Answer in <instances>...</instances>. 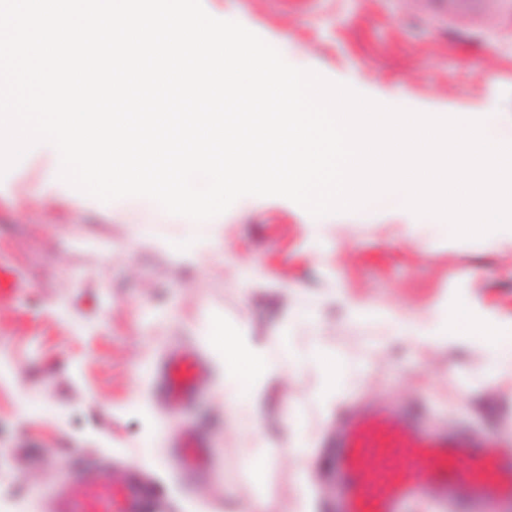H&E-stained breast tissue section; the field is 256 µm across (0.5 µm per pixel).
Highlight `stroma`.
Returning <instances> with one entry per match:
<instances>
[{
    "mask_svg": "<svg viewBox=\"0 0 512 512\" xmlns=\"http://www.w3.org/2000/svg\"><path fill=\"white\" fill-rule=\"evenodd\" d=\"M281 53L349 78L386 98L450 112L495 110L512 119V0H217ZM38 155L0 183V270L17 282L0 300V512H58L64 485L91 469L153 489L150 512H245L265 497L280 512H335L327 446L345 412L375 404L422 409L433 431L457 427L512 440V375L484 380L475 344L389 339L387 325L347 322L348 305L433 315L473 301L512 333V239H456L412 228L394 211L322 217L284 198L229 208L221 224L109 211L81 217L75 202L43 194ZM146 224L149 235L136 232ZM196 234L188 266L164 241ZM319 306V326L284 327L285 307ZM275 348L320 340L362 362L331 409L315 400L313 370L282 371L264 390L265 433L226 412L224 377L204 332L213 322ZM190 347L206 362L191 407L153 397L156 369ZM303 426L317 456L294 455ZM206 445L208 467L172 463L185 430ZM265 459L262 472L246 462Z\"/></svg>",
    "mask_w": 512,
    "mask_h": 512,
    "instance_id": "stroma-1",
    "label": "stroma"
}]
</instances>
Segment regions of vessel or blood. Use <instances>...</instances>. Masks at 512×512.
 Returning <instances> with one entry per match:
<instances>
[{
  "mask_svg": "<svg viewBox=\"0 0 512 512\" xmlns=\"http://www.w3.org/2000/svg\"><path fill=\"white\" fill-rule=\"evenodd\" d=\"M203 368L191 350L162 363L155 393L165 403H193ZM176 459L200 468L206 458L195 438ZM329 472L343 491L340 512H405L431 491L455 512H476L489 500H512V450L502 440L466 431L427 432L417 409L369 407L347 413L336 433ZM151 497L140 486L116 485L97 473L68 486L61 512H145Z\"/></svg>",
  "mask_w": 512,
  "mask_h": 512,
  "instance_id": "obj_1",
  "label": "vessel or blood"
}]
</instances>
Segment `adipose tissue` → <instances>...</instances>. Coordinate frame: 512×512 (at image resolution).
<instances>
[{"mask_svg": "<svg viewBox=\"0 0 512 512\" xmlns=\"http://www.w3.org/2000/svg\"><path fill=\"white\" fill-rule=\"evenodd\" d=\"M396 336L418 338L428 343H462L477 341L484 345L490 361L487 378H495L502 370L512 369V347L503 343L496 320L488 313L470 305L437 318L390 316ZM209 346L218 353L224 381L234 386L250 409L255 424H262L261 393L271 377L282 369L299 373L314 369L321 378L317 393L322 402L333 400L345 387L352 365L328 352L320 344L300 351L281 343L277 357H269L263 345L248 342L245 337L228 331L215 322L206 329Z\"/></svg>", "mask_w": 512, "mask_h": 512, "instance_id": "adipose-tissue-1", "label": "adipose tissue"}]
</instances>
